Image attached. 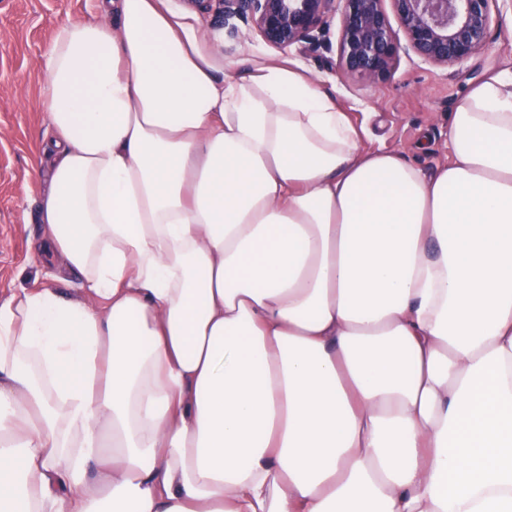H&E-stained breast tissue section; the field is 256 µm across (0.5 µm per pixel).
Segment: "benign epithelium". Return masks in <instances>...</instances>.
Wrapping results in <instances>:
<instances>
[{"mask_svg":"<svg viewBox=\"0 0 512 512\" xmlns=\"http://www.w3.org/2000/svg\"><path fill=\"white\" fill-rule=\"evenodd\" d=\"M500 0H181L205 14L217 9L236 30L243 19L266 45L314 51L340 18L336 73L349 83L389 78L403 53L441 66L462 65L489 48ZM396 19L401 31L393 28Z\"/></svg>","mask_w":512,"mask_h":512,"instance_id":"benign-epithelium-1","label":"benign epithelium"}]
</instances>
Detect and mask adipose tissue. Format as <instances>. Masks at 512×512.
I'll use <instances>...</instances> for the list:
<instances>
[{"instance_id":"obj_1","label":"adipose tissue","mask_w":512,"mask_h":512,"mask_svg":"<svg viewBox=\"0 0 512 512\" xmlns=\"http://www.w3.org/2000/svg\"><path fill=\"white\" fill-rule=\"evenodd\" d=\"M45 56L42 249L0 300V512H512V68L431 169L166 0Z\"/></svg>"}]
</instances>
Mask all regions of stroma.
<instances>
[{
    "label": "stroma",
    "mask_w": 512,
    "mask_h": 512,
    "mask_svg": "<svg viewBox=\"0 0 512 512\" xmlns=\"http://www.w3.org/2000/svg\"><path fill=\"white\" fill-rule=\"evenodd\" d=\"M184 14L204 50L223 37L219 60L225 71L288 58L317 78L335 81L337 96L364 122L375 143L401 148L427 167L447 158L448 114L468 86L512 60V8L507 6L492 27L484 54L448 68L405 54L389 79L370 87L336 77L338 21L330 23L326 47L308 52L295 46L282 52L264 45L244 24L238 36H227L217 12ZM94 16V0H0V289L36 282L72 295L80 286L74 275L54 278L30 247L40 233L32 188L40 146L52 134L38 105L47 46L59 23Z\"/></svg>",
    "instance_id": "stroma-1"
}]
</instances>
